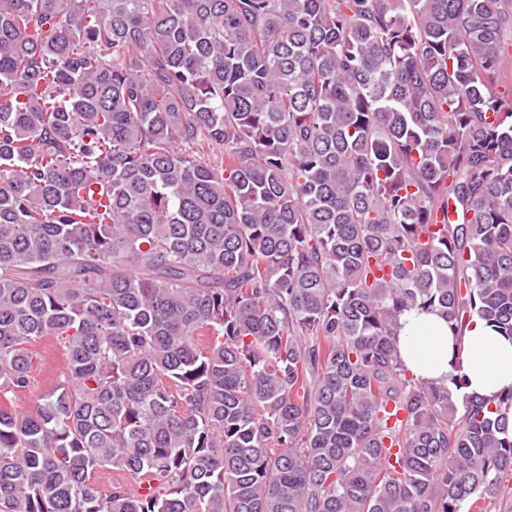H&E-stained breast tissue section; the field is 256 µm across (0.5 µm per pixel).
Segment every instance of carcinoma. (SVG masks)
I'll return each mask as SVG.
<instances>
[{"label":"carcinoma","mask_w":512,"mask_h":512,"mask_svg":"<svg viewBox=\"0 0 512 512\" xmlns=\"http://www.w3.org/2000/svg\"><path fill=\"white\" fill-rule=\"evenodd\" d=\"M412 309L512 339V0H0V512H472ZM39 357L37 358L36 371L33 373L34 380L30 390L21 394L11 402H5L7 406L17 410L23 407L33 410L38 404L39 395L44 392L58 375V370L64 362L62 349L51 340H45L37 346Z\"/></svg>","instance_id":"cac0c4a2"}]
</instances>
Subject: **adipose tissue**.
Listing matches in <instances>:
<instances>
[{"label": "adipose tissue", "instance_id": "ef3b65f1", "mask_svg": "<svg viewBox=\"0 0 512 512\" xmlns=\"http://www.w3.org/2000/svg\"><path fill=\"white\" fill-rule=\"evenodd\" d=\"M396 337L399 356L416 378L444 385L459 371L469 380V392L487 398L512 388V342L482 321H473L459 339L439 315L411 310L399 317Z\"/></svg>", "mask_w": 512, "mask_h": 512}]
</instances>
